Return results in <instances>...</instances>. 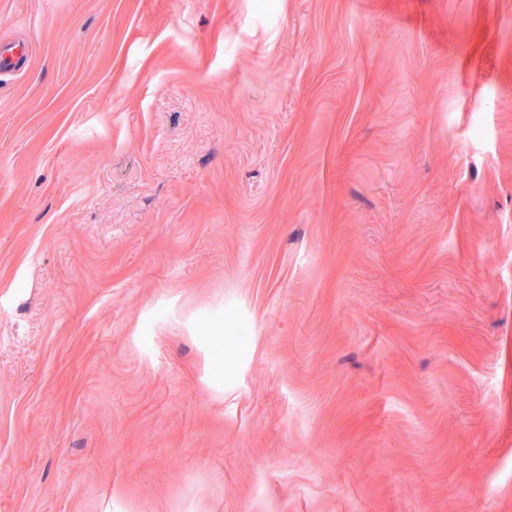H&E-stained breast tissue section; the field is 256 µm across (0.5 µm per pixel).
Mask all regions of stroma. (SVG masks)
Returning <instances> with one entry per match:
<instances>
[{
  "instance_id": "1",
  "label": "stroma",
  "mask_w": 512,
  "mask_h": 512,
  "mask_svg": "<svg viewBox=\"0 0 512 512\" xmlns=\"http://www.w3.org/2000/svg\"><path fill=\"white\" fill-rule=\"evenodd\" d=\"M15 33L0 512H512V0Z\"/></svg>"
}]
</instances>
